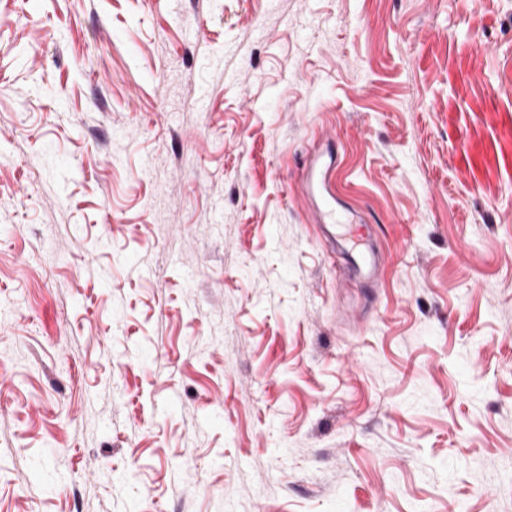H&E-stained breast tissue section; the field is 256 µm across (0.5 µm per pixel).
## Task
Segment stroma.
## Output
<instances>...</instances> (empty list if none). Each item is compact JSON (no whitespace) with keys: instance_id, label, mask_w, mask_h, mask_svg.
Here are the masks:
<instances>
[{"instance_id":"35a3bbf8","label":"stroma","mask_w":512,"mask_h":512,"mask_svg":"<svg viewBox=\"0 0 512 512\" xmlns=\"http://www.w3.org/2000/svg\"><path fill=\"white\" fill-rule=\"evenodd\" d=\"M0 512H512V0H0ZM306 188L308 194L324 201L326 209L333 207L336 203L335 162L331 158L329 162L315 161L312 164Z\"/></svg>"}]
</instances>
